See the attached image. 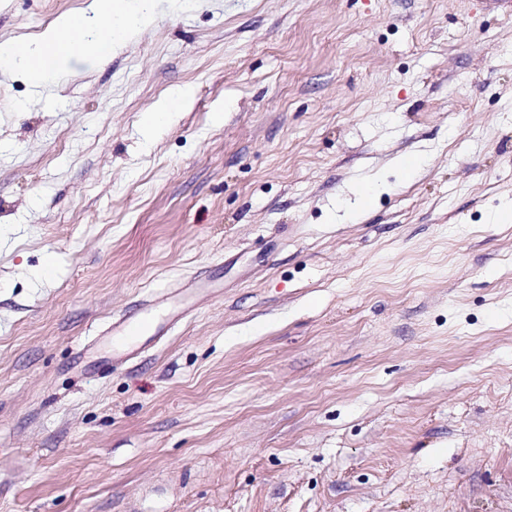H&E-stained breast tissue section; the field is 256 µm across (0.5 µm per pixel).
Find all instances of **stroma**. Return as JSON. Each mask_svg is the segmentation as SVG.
Returning <instances> with one entry per match:
<instances>
[{
	"label": "stroma",
	"instance_id": "obj_1",
	"mask_svg": "<svg viewBox=\"0 0 512 512\" xmlns=\"http://www.w3.org/2000/svg\"><path fill=\"white\" fill-rule=\"evenodd\" d=\"M482 3L154 0L110 60L0 77V512H512ZM84 6L0 0V40ZM129 316L169 330L123 356ZM191 94L192 88L186 86L163 98L146 114L144 119L145 127L163 123L171 112H178L182 108Z\"/></svg>",
	"mask_w": 512,
	"mask_h": 512
}]
</instances>
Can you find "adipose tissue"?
<instances>
[{"mask_svg": "<svg viewBox=\"0 0 512 512\" xmlns=\"http://www.w3.org/2000/svg\"><path fill=\"white\" fill-rule=\"evenodd\" d=\"M153 0H88L76 13L60 15L36 39L0 41V73H23L34 83L65 74L71 57L104 61L153 18Z\"/></svg>", "mask_w": 512, "mask_h": 512, "instance_id": "1", "label": "adipose tissue"}]
</instances>
